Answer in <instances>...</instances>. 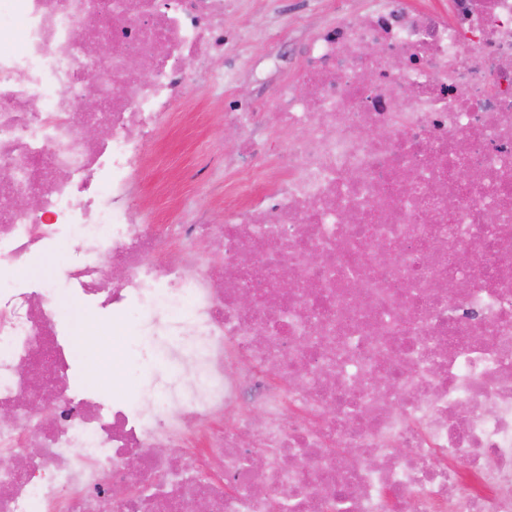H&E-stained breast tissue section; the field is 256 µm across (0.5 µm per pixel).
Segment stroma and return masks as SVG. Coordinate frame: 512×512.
I'll return each instance as SVG.
<instances>
[{"instance_id": "obj_1", "label": "stroma", "mask_w": 512, "mask_h": 512, "mask_svg": "<svg viewBox=\"0 0 512 512\" xmlns=\"http://www.w3.org/2000/svg\"><path fill=\"white\" fill-rule=\"evenodd\" d=\"M336 0H324L320 11H310L308 0H244L225 25L243 32L233 58L237 80L225 88L223 79L203 82L189 104L174 108L156 147L155 164L135 183L137 193L154 198L153 222L166 224L190 214L205 221L224 219V183L234 175L224 168V157L238 146L239 135L225 137V92L245 100L272 102L276 86L293 76L313 28L330 19ZM282 31L294 47L292 59L276 60L267 53L266 29Z\"/></svg>"}]
</instances>
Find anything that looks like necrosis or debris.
<instances>
[{"label":"necrosis or debris","mask_w":512,"mask_h":512,"mask_svg":"<svg viewBox=\"0 0 512 512\" xmlns=\"http://www.w3.org/2000/svg\"><path fill=\"white\" fill-rule=\"evenodd\" d=\"M237 7L0 0V512H512V0H338L274 145L225 94L223 222L142 223ZM78 314L169 364L145 400L81 382ZM54 274V266L51 260H37L28 267L20 269L18 275L29 283L32 288H39L41 282Z\"/></svg>","instance_id":"obj_1"}]
</instances>
